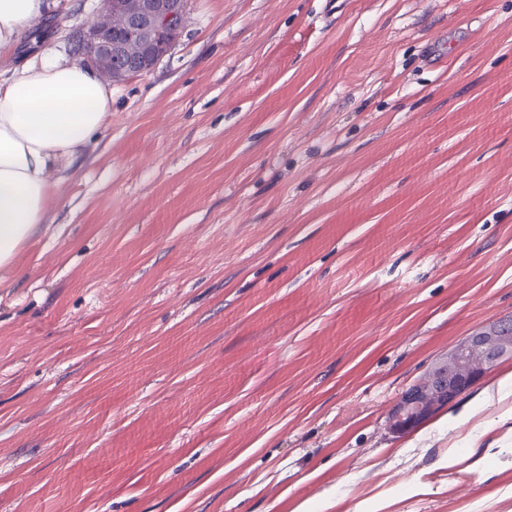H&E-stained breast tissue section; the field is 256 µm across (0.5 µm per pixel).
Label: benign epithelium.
Listing matches in <instances>:
<instances>
[{"label": "benign epithelium", "mask_w": 512, "mask_h": 512, "mask_svg": "<svg viewBox=\"0 0 512 512\" xmlns=\"http://www.w3.org/2000/svg\"><path fill=\"white\" fill-rule=\"evenodd\" d=\"M92 22L78 33L92 51L81 61L114 83L154 69L174 42L164 38L173 26L183 32L188 0H104ZM512 360V317L499 318L465 336L441 358L424 380L405 394L389 415L403 433L439 407L451 404L499 363Z\"/></svg>", "instance_id": "obj_1"}]
</instances>
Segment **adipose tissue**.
Here are the masks:
<instances>
[{
    "label": "adipose tissue",
    "mask_w": 512,
    "mask_h": 512,
    "mask_svg": "<svg viewBox=\"0 0 512 512\" xmlns=\"http://www.w3.org/2000/svg\"><path fill=\"white\" fill-rule=\"evenodd\" d=\"M48 8L47 0H0V60ZM111 115V87L94 68L61 58L53 43L0 74V270L46 222L52 172L71 166Z\"/></svg>",
    "instance_id": "obj_1"
}]
</instances>
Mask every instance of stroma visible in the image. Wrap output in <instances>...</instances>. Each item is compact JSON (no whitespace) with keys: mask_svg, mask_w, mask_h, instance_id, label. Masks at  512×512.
I'll use <instances>...</instances> for the list:
<instances>
[{"mask_svg":"<svg viewBox=\"0 0 512 512\" xmlns=\"http://www.w3.org/2000/svg\"><path fill=\"white\" fill-rule=\"evenodd\" d=\"M188 8L0 273V512H512V361L387 424L512 316V0ZM506 360H512V317L480 327L448 351L393 408L389 415L391 428L406 432L416 420L451 404Z\"/></svg>","mask_w":512,"mask_h":512,"instance_id":"obj_1","label":"stroma"}]
</instances>
